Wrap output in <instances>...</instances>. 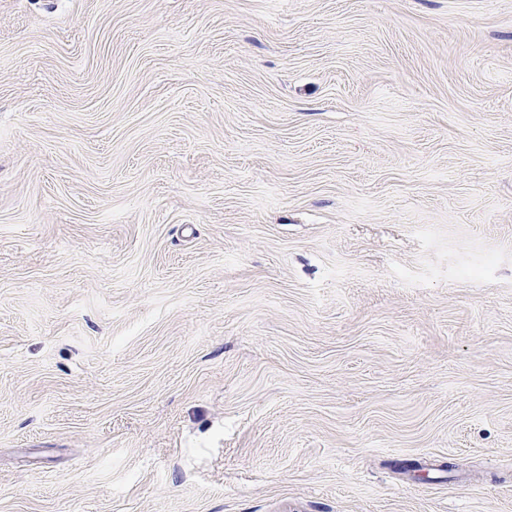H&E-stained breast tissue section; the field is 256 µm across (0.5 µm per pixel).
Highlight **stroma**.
Here are the masks:
<instances>
[{
	"label": "stroma",
	"instance_id": "1",
	"mask_svg": "<svg viewBox=\"0 0 512 512\" xmlns=\"http://www.w3.org/2000/svg\"><path fill=\"white\" fill-rule=\"evenodd\" d=\"M0 512H512V0H0Z\"/></svg>",
	"mask_w": 512,
	"mask_h": 512
}]
</instances>
